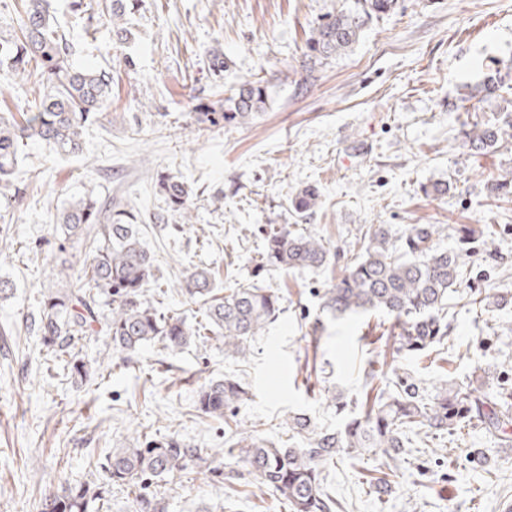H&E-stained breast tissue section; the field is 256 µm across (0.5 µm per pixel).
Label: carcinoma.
<instances>
[{"instance_id": "1", "label": "carcinoma", "mask_w": 512, "mask_h": 512, "mask_svg": "<svg viewBox=\"0 0 512 512\" xmlns=\"http://www.w3.org/2000/svg\"><path fill=\"white\" fill-rule=\"evenodd\" d=\"M137 0H71L69 7L80 19L91 20L101 12L109 21L112 40L129 39L126 16ZM397 0H352L346 7L323 17L307 39L302 64L305 75L296 83L302 91L313 79L316 66L350 51L370 23L391 14ZM14 34L0 36V68L13 77L39 73L43 94L21 109V118L0 114V185L16 186L25 159L23 147L43 141L57 153H83L86 126L103 116L112 97V70L75 64V47L59 33L51 0H15ZM210 70L216 81L224 79V52L210 51ZM455 109L470 111L488 104L494 119L473 120L461 131L462 147L470 156L487 155L504 137L512 138V97L503 95V83L494 75L463 84ZM269 83L258 77L240 82L227 97L198 113L197 122L216 126L245 124L270 107ZM156 184L169 208L191 223L189 186L178 177L156 174ZM319 197L312 186L301 189L291 207L303 214ZM139 213L120 209L88 194L68 203L56 216L65 241L84 240L89 245L80 272L69 287L43 291L39 317L33 329L51 348L55 359L83 377L86 365L76 358L75 345L96 334L100 304H112L105 324L112 348L133 354L143 346L162 341L182 349L213 334L223 340L224 353L244 357L250 341L281 313L282 298L254 283L238 282L221 299L212 298L209 270L194 271L186 284L189 298L202 303V320L192 326L178 315L165 316L146 298V286L154 279L153 259L137 230ZM435 224H413L402 237L383 225L361 231L367 239L364 252L346 266L343 277L323 295V309L345 315L381 311L400 327L396 353L420 356L448 338V297L468 284L470 273L461 258L469 252L472 230H459L456 251L433 246ZM336 254L322 239L311 234L273 232L266 240L263 258L283 270H318ZM246 395L232 377L212 379L197 391V407L221 418ZM512 392L501 388L486 391L480 386L428 389L409 373H394L388 388L364 396L363 414L345 419L334 432L316 431L308 418L294 416L288 427L303 437L299 448H282L263 441H230L227 455L236 456L249 473L288 502L290 512H342L343 505L328 489L326 468L343 454L381 450L383 466L391 472L407 459L420 434L448 433L476 422L490 434L505 433L512 424L508 399ZM111 483L125 486L133 495L134 512H165L162 499L146 492L144 481L163 480L190 468L217 473L199 448L173 437L147 438L126 447L112 448L98 463ZM101 487L93 481L70 483L42 500L39 512H91L102 510Z\"/></svg>"}]
</instances>
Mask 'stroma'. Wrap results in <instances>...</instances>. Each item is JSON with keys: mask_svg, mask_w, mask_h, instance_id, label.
I'll list each match as a JSON object with an SVG mask.
<instances>
[{"mask_svg": "<svg viewBox=\"0 0 512 512\" xmlns=\"http://www.w3.org/2000/svg\"><path fill=\"white\" fill-rule=\"evenodd\" d=\"M53 2L76 64L111 66L112 99L103 125L86 129L82 155L62 160L30 142L20 194L0 195V280L11 285L0 295V512H38L62 483L102 479L89 459L147 436L215 454L231 437L290 445L294 414L315 430H336L344 418L332 397L360 399L365 384L386 387L396 370L432 387L468 382L480 366L491 386L512 387L511 305L487 313L453 294L447 343L418 358L395 355L398 330L386 315L336 318L321 309L325 290L363 252L364 224L396 235L435 224L433 244L448 250L455 227L475 228L465 258L473 284L512 292V197L487 191L491 179L512 174V139L467 156L452 108L463 83L512 64V0H399L351 52L319 65L300 94L306 40L345 0H138L125 44L113 42L104 16L94 17L88 36L69 0ZM215 47L224 52L225 87L254 75L272 87V108L250 123L196 121L216 91ZM161 171L192 187V221L172 214L141 225L155 266L148 300L200 321L181 286L205 267L221 290L249 279L273 289L283 311L243 358L215 339L180 350L155 342L128 356L107 336H88L75 353L89 373L75 378L30 329L43 289L68 287L85 259L53 222L91 189L146 215L165 210L154 179ZM437 182L447 194L423 193ZM308 185L319 198L301 216L290 199ZM270 231L317 235L339 260L319 270L264 266ZM318 319L324 329L316 333ZM226 375L244 385L246 400L220 419L199 412L198 387ZM383 461L379 453L345 454L328 466L327 484L346 512H503L512 504V449L477 425L420 446L395 474ZM223 467L224 479L190 468L152 489L166 512H289L242 461ZM385 474L392 492L381 501L369 484Z\"/></svg>", "mask_w": 512, "mask_h": 512, "instance_id": "stroma-1", "label": "stroma"}]
</instances>
